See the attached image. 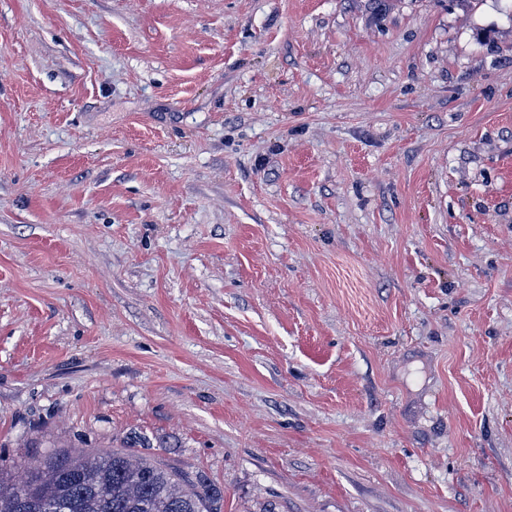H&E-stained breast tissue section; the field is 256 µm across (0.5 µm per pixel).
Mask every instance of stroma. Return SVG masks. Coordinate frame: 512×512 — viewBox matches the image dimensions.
I'll list each match as a JSON object with an SVG mask.
<instances>
[{
	"mask_svg": "<svg viewBox=\"0 0 512 512\" xmlns=\"http://www.w3.org/2000/svg\"><path fill=\"white\" fill-rule=\"evenodd\" d=\"M224 512H512V0H0V467ZM16 468L33 471L10 483L0 470V512H46L45 506L58 504H68V512H223V496L210 485L119 450L76 456L54 451L38 465L20 461ZM17 492L27 496L23 506L16 503Z\"/></svg>",
	"mask_w": 512,
	"mask_h": 512,
	"instance_id": "stroma-1",
	"label": "stroma"
}]
</instances>
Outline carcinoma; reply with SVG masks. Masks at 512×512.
Returning a JSON list of instances; mask_svg holds the SVG:
<instances>
[{
	"mask_svg": "<svg viewBox=\"0 0 512 512\" xmlns=\"http://www.w3.org/2000/svg\"><path fill=\"white\" fill-rule=\"evenodd\" d=\"M26 479L6 482L0 475V512H42L69 505V512H222L216 489L184 479L172 468L123 451L72 455L48 453Z\"/></svg>",
	"mask_w": 512,
	"mask_h": 512,
	"instance_id": "obj_1",
	"label": "carcinoma"
}]
</instances>
